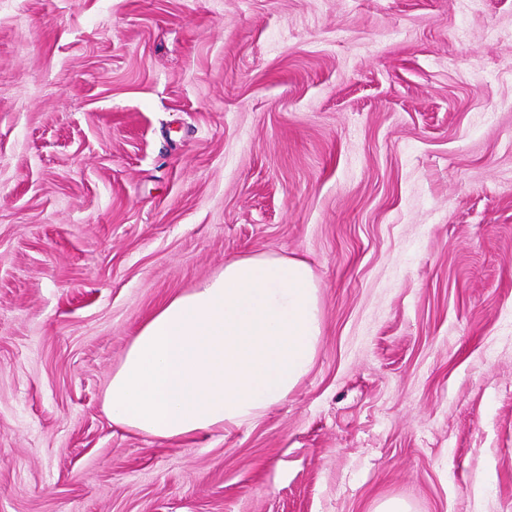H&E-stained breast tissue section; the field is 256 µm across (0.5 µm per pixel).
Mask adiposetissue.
<instances>
[{
    "label": "adipose tissue",
    "instance_id": "1",
    "mask_svg": "<svg viewBox=\"0 0 512 512\" xmlns=\"http://www.w3.org/2000/svg\"><path fill=\"white\" fill-rule=\"evenodd\" d=\"M320 334L305 261L230 260L142 325L104 407L113 423L159 440L241 425L287 398L309 371Z\"/></svg>",
    "mask_w": 512,
    "mask_h": 512
}]
</instances>
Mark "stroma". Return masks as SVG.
<instances>
[{"mask_svg":"<svg viewBox=\"0 0 512 512\" xmlns=\"http://www.w3.org/2000/svg\"><path fill=\"white\" fill-rule=\"evenodd\" d=\"M307 261L288 397L103 398L168 298ZM512 512V0H0V512Z\"/></svg>","mask_w":512,"mask_h":512,"instance_id":"obj_1","label":"stroma"}]
</instances>
